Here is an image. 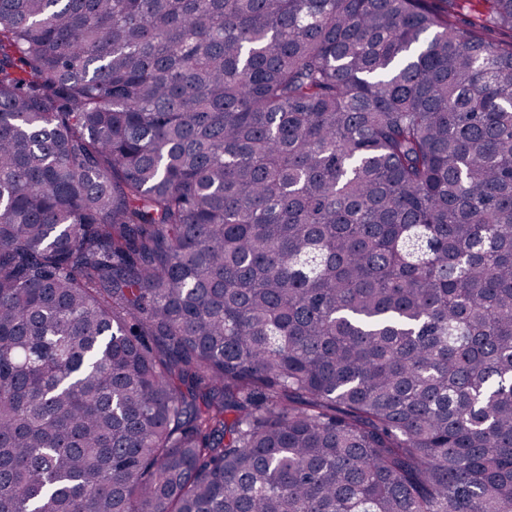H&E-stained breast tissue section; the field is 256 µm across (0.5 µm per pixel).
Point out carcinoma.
Wrapping results in <instances>:
<instances>
[{"label": "carcinoma", "mask_w": 512, "mask_h": 512, "mask_svg": "<svg viewBox=\"0 0 512 512\" xmlns=\"http://www.w3.org/2000/svg\"><path fill=\"white\" fill-rule=\"evenodd\" d=\"M0 0V512H512V0Z\"/></svg>", "instance_id": "1"}]
</instances>
